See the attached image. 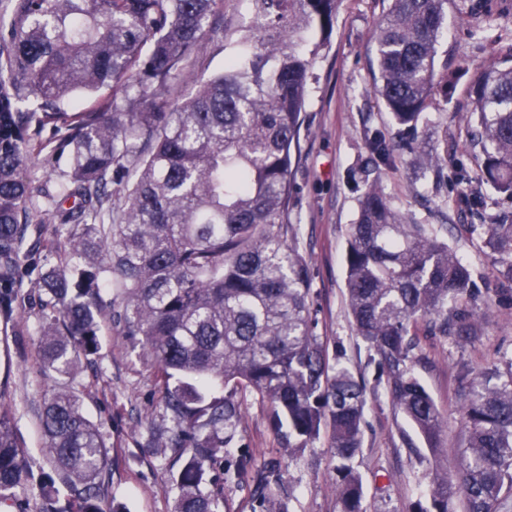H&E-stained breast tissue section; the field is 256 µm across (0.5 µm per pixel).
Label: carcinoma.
I'll use <instances>...</instances> for the list:
<instances>
[{
  "label": "carcinoma",
  "mask_w": 512,
  "mask_h": 512,
  "mask_svg": "<svg viewBox=\"0 0 512 512\" xmlns=\"http://www.w3.org/2000/svg\"><path fill=\"white\" fill-rule=\"evenodd\" d=\"M340 3L249 0L251 24L224 44V70L180 101L181 76L216 32L218 0H0V317L16 309L9 282L27 258L20 245L34 192L24 169L48 127L70 155L67 182L48 197L67 253L85 267L52 266L38 283L42 357L69 375L98 353L99 273H110L126 297L123 334L155 363L174 422L163 451L179 463L175 512H217L222 488H206L207 472L223 460L224 428L239 418L243 392L270 405L287 448L300 451L330 430L341 512H363L351 462L362 445L367 382L329 363L313 332L308 264L286 239L307 88ZM447 5L391 0L372 34L374 90L401 139L367 137L346 252L347 303L377 361L375 383L434 454L442 417L412 372L418 336L451 331L471 340L479 291L448 241L395 209L373 171L399 149L420 148L429 97L448 84L438 59ZM102 89L112 98L72 105ZM471 98L467 125L480 145L482 181L512 198V47L477 75ZM453 176L468 212L484 220L463 228L506 265L502 291L512 293V220L485 219L469 171L458 165ZM122 181L124 207L113 221L107 188ZM211 380L224 395L207 392ZM42 423L46 455L71 492L60 506L54 484L40 482L43 512H125L101 506L109 461L80 399L53 393ZM463 428L460 471L433 476L428 499L411 512H453L458 497L466 512H502L512 497V357L478 374ZM28 479L12 410L0 401V499Z\"/></svg>",
  "instance_id": "1"
}]
</instances>
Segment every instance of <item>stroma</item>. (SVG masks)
<instances>
[{
    "instance_id": "stroma-1",
    "label": "stroma",
    "mask_w": 512,
    "mask_h": 512,
    "mask_svg": "<svg viewBox=\"0 0 512 512\" xmlns=\"http://www.w3.org/2000/svg\"><path fill=\"white\" fill-rule=\"evenodd\" d=\"M390 0H342L329 44L322 47L307 94L301 152L292 176L288 222L290 242L309 263L312 274L315 332L331 356L373 381L377 370L357 338L348 310L345 253L364 188L361 167L368 152L365 136L377 131L393 138L397 128L373 92L375 49L372 32ZM217 36L207 38L194 66L182 77L178 92L191 96L200 82L224 68V42L248 25L245 0H221L215 17ZM512 47V0H448L438 58L448 65L447 95H433L421 126L424 150L395 154L380 169L382 188L392 205L417 223L448 225V244L472 272L481 291L474 308L478 333L469 343L450 336L420 339L413 372L425 385L444 420L442 451L432 454L426 443L395 409L385 388L368 392L363 445L354 460L364 489V512H409L425 500L433 473L455 474L464 445V397L486 367L512 354V298L502 295L500 267L478 237L458 235L459 224L474 216L454 205L460 190L449 170L435 173L427 165L432 153L447 152L450 166L469 162L473 148L466 139L469 88L475 76L499 52ZM67 155L44 140L33 155L30 174L55 190L68 179ZM44 198L32 203L38 230L21 245L30 262L11 282L20 306L11 319L0 318V399L13 411L14 431L26 450L34 476L27 491V512H40L37 478L52 477L59 498H67L66 481L56 476L44 453L40 416L44 401L64 388L80 397L86 415L98 423L110 457L101 488L103 507L125 505L127 512H174L178 490L170 457L155 453V437L170 428L156 369L140 347L122 333L125 305L110 273L99 275L107 308L100 319V351L61 376L44 363L40 351L41 322L36 282L58 261L63 230ZM242 413L225 431L224 458L246 456V473L235 475L220 465L210 477L224 488L220 512H262L255 493L260 477H268L275 502L284 512H340L334 492L337 460L319 436L301 451L281 445L272 427L268 404L243 396Z\"/></svg>"
}]
</instances>
